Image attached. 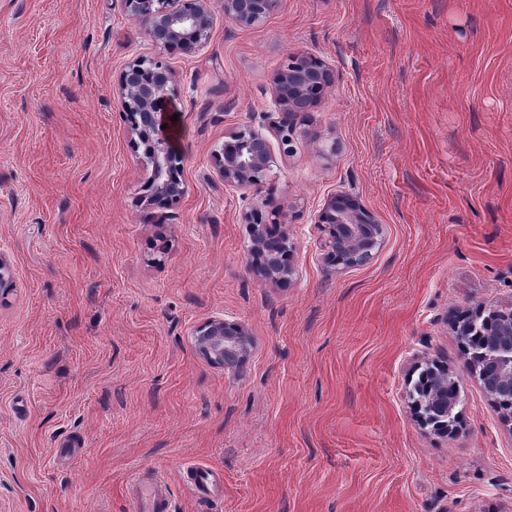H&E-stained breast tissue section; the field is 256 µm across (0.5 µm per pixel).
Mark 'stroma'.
<instances>
[{"label": "stroma", "instance_id": "obj_1", "mask_svg": "<svg viewBox=\"0 0 512 512\" xmlns=\"http://www.w3.org/2000/svg\"><path fill=\"white\" fill-rule=\"evenodd\" d=\"M208 6L187 54L122 0H0V512H131L148 470L170 512H512V424L452 326L512 305V0H279L250 28ZM292 55L332 82L285 142L265 116ZM141 56L173 72L186 186L152 215L118 86ZM243 125L275 159L256 190L213 159ZM341 191L381 242L329 273ZM268 201L284 283L250 269L242 215ZM215 316L250 335L237 371L195 346ZM428 360L459 381L455 436L415 413ZM197 465L223 491L196 497Z\"/></svg>", "mask_w": 512, "mask_h": 512}]
</instances>
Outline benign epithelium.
<instances>
[{"mask_svg":"<svg viewBox=\"0 0 512 512\" xmlns=\"http://www.w3.org/2000/svg\"><path fill=\"white\" fill-rule=\"evenodd\" d=\"M127 11L145 21L151 41L165 49L191 53L209 39L213 18L207 0H124ZM278 0H224V15L234 24L250 27L259 24L273 12ZM330 83V72L313 57L292 56L275 77L278 103L277 117L270 127L289 141L293 126L290 116L317 100ZM127 120L132 131L147 146L151 166L147 182L146 207L164 208L178 201L185 193L182 160L161 136L162 116L175 96L172 71L164 62L139 57L125 66L119 78ZM224 184L233 188H258L266 180L274 157L268 138L250 125L237 128L214 154ZM245 223L253 231V252L264 256L254 266L263 280L277 281L291 273L288 233L281 230L278 210L265 215L259 209L244 214ZM318 223L328 227L323 244L322 261L328 273L367 261L378 247L381 225L359 202L357 197L338 192L324 202ZM504 319L486 332L483 343L485 360L469 358L471 368L480 380L487 378V363L497 366V379L484 389L497 400L502 393H512V308L502 311ZM199 353L211 364L226 369L237 367L248 351L244 328L222 317H212L195 330ZM423 372L433 373L424 401H416L421 421L443 435L455 432L452 413L434 415L435 406L448 403V382L456 377L445 367L426 364Z\"/></svg>","mask_w":512,"mask_h":512,"instance_id":"7a95c632","label":"benign epithelium"}]
</instances>
